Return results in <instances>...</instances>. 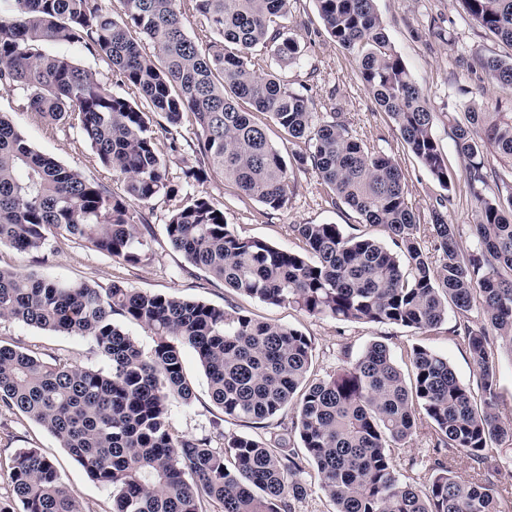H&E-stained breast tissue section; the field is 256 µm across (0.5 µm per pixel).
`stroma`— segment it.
Returning <instances> with one entry per match:
<instances>
[{"mask_svg": "<svg viewBox=\"0 0 512 512\" xmlns=\"http://www.w3.org/2000/svg\"><path fill=\"white\" fill-rule=\"evenodd\" d=\"M375 6L392 46L428 97L435 115L433 135L449 170L461 174L463 163L456 152L452 127L466 124L471 109L512 112V89L492 83L481 66L488 57L511 60L512 46L471 22L458 0H375ZM288 27L298 39L308 40L309 46L300 63L282 70L284 83L295 91L315 87L322 103L318 115L343 112L355 135L392 156L405 173L410 206L421 219H428L432 204L442 193L441 187L403 144L389 117L359 85L355 78L356 61L330 40L314 0H291ZM0 113L8 114L37 150L86 176L112 184L114 190L122 189L121 176L98 166L91 148L76 130L61 127L50 132L37 123L26 110L21 89H0ZM183 190L191 194L205 192L223 207L228 223L239 235L258 238L282 249L296 246L288 233L292 224H335L346 235L353 234L358 224L357 215L348 205L325 204L323 187L311 169L292 174L288 204L277 211L267 209L213 172L204 183L193 182L184 185ZM170 207V202L161 197L144 207L151 227L150 249L139 265H128L90 245L59 238L53 240V251L45 257L0 245V267L55 280H84L103 288L118 283L216 307L236 304L255 319L291 326L309 336L313 342L310 374L315 378L339 369L336 354L341 347H349L355 356L370 343L380 341L389 346L398 365L406 363L405 347L419 343L447 357L462 382L473 381L470 356L453 333L456 314H449L437 331L422 335L396 324L315 318L288 305H269L235 294L225 288L223 281L192 266L183 253L171 247L165 231ZM0 343L30 349L47 361L60 357L81 367L108 366L88 338L42 330L14 320H0ZM182 362L194 396L190 404L175 400L170 405L172 425L178 433L202 436L219 430L227 435L265 437L270 427L276 426L273 418L260 429L225 418L210 398L207 379L194 351L183 349ZM27 448L37 449L54 463L63 481L77 492L83 512H112L111 489L93 481L57 438L25 415L0 409L1 499L10 495L7 467L11 459Z\"/></svg>", "mask_w": 512, "mask_h": 512, "instance_id": "1", "label": "stroma"}]
</instances>
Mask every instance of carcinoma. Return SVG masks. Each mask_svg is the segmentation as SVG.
<instances>
[{"label": "carcinoma", "instance_id": "carcinoma-1", "mask_svg": "<svg viewBox=\"0 0 512 512\" xmlns=\"http://www.w3.org/2000/svg\"><path fill=\"white\" fill-rule=\"evenodd\" d=\"M479 26L512 45V0H459ZM0 0V86L25 92L27 109L49 128L78 130L99 164L124 176L121 192L88 179L33 148L0 114V245L48 249L62 236L137 265L146 257L148 221L133 207L162 196L174 202L167 237L189 263L224 286L311 317L391 323L432 330L457 314L455 332L475 380H459L448 359L416 345L412 378L382 342L349 366L310 379L313 346L303 332L259 321L236 305L215 307L177 295L112 284L58 282L0 268V318L92 340L109 368L0 344V408L18 410L53 434L100 484L112 488V512H292L307 494L314 464L335 512H505L509 491L492 448L512 442L499 415L497 366L512 353V112H472L454 128L474 213V243L434 208L423 224L408 205L395 160L352 133L341 112L316 116L314 96L296 92L269 61L286 67L303 48L286 32L290 0ZM330 38L357 62L356 77L401 139L446 191L455 187L433 135L427 96L392 46L375 0H315ZM200 25L189 30L190 19ZM50 45L105 59L124 87L116 93L95 73ZM491 79L512 86V61L488 57ZM166 123L154 129L150 114ZM267 114L288 135L292 163L271 141ZM188 121L193 138L173 129ZM195 164L185 181L224 175L272 209L287 206L289 165L315 170L328 202L342 201L361 221L381 226L391 244L336 224H291L304 250L279 249L231 229L224 208L203 194L180 197L160 140ZM498 166L488 163L485 151ZM432 237L435 254L423 239ZM120 315L154 336L144 352L114 323ZM192 349L225 416L259 424L293 405L291 430L268 443L254 437L178 435L173 397L192 399L182 348ZM431 452L403 456L418 431ZM466 464L463 476L458 466ZM413 473L411 481L403 472ZM10 483L23 512H83L77 493L35 449L18 452Z\"/></svg>", "mask_w": 512, "mask_h": 512}]
</instances>
